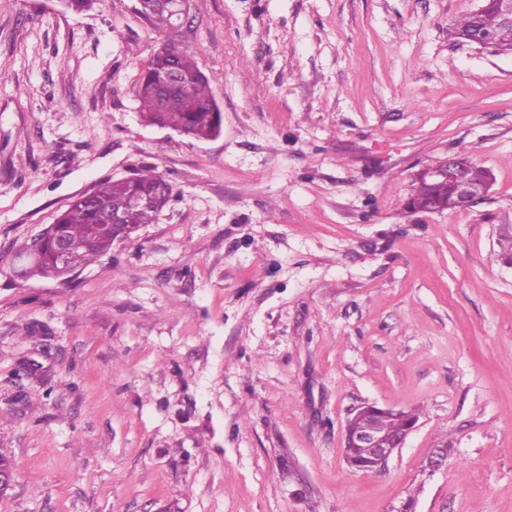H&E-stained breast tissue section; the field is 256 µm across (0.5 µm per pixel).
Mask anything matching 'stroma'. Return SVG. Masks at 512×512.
Returning a JSON list of instances; mask_svg holds the SVG:
<instances>
[{
    "mask_svg": "<svg viewBox=\"0 0 512 512\" xmlns=\"http://www.w3.org/2000/svg\"><path fill=\"white\" fill-rule=\"evenodd\" d=\"M136 4L0 0V512H512V54L455 36L479 0H189L166 35ZM166 39L220 136L142 121ZM456 155L486 199L406 210ZM148 168L154 223L16 277L76 196ZM365 403L418 416L379 472L343 458Z\"/></svg>",
    "mask_w": 512,
    "mask_h": 512,
    "instance_id": "35a3bbf8",
    "label": "stroma"
}]
</instances>
